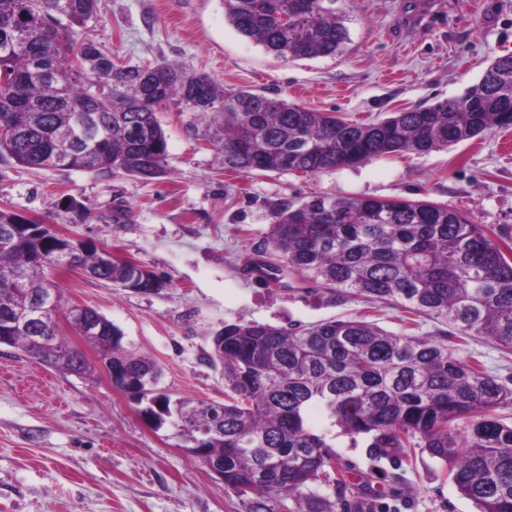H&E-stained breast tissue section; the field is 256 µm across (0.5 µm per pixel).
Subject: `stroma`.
Returning a JSON list of instances; mask_svg holds the SVG:
<instances>
[{"label":"stroma","mask_w":512,"mask_h":512,"mask_svg":"<svg viewBox=\"0 0 512 512\" xmlns=\"http://www.w3.org/2000/svg\"><path fill=\"white\" fill-rule=\"evenodd\" d=\"M350 39L342 54L283 60L241 35L224 0H98L92 34L133 63L179 62L227 89L279 95L316 112L372 121L462 96L490 61L512 54V0H342ZM168 176L0 164V208L44 216L53 230L161 276L152 293L124 291L83 271L59 274L67 304L89 306L124 333L127 350L161 370L171 399L220 402L224 376L207 356L224 325L241 320L306 327L358 319L401 332L400 309L366 308L300 277L252 282L243 266L262 247L274 209L315 195L429 199L512 236V129L443 150L382 157L315 175L225 171L186 119L159 114ZM87 207L80 222L69 199ZM130 220H110L114 207ZM352 483L375 493V512H477L428 453L406 464L337 435ZM0 512H242L236 495L155 429L97 367L79 376L0 345Z\"/></svg>","instance_id":"1"}]
</instances>
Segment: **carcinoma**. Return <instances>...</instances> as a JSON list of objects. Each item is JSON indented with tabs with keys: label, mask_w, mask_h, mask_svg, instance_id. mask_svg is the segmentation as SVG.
<instances>
[{
	"label": "carcinoma",
	"mask_w": 512,
	"mask_h": 512,
	"mask_svg": "<svg viewBox=\"0 0 512 512\" xmlns=\"http://www.w3.org/2000/svg\"><path fill=\"white\" fill-rule=\"evenodd\" d=\"M97 0H0V161L27 169L123 174L167 173L168 143L158 117L169 106L191 114L190 132L217 147L224 170L316 174L382 155L428 153L512 127V58L484 71L464 96L393 112L373 122L315 112L285 98L230 89L184 65L115 62L89 34ZM229 22L283 60L336 56L349 40L336 0H224ZM81 105L95 132L70 145L57 140ZM0 208V236L12 227L0 263V330L5 314L41 290L56 294L64 315L103 365L124 367L125 392L140 416L165 426L179 447L207 465L224 464V486L243 512H371L346 498L347 468L326 436L306 420L311 404L351 439L380 457L411 460L416 448L438 459L479 512H512V380L470 352L484 340L512 355V239L445 204L316 196L274 211L264 247L246 267L279 284L285 275L366 305L404 312V334L361 320H328L302 329L253 322L224 326L209 361L224 375V402L171 398L155 391L160 368L128 352L123 332L89 307L62 306V286L41 258L68 241L41 220ZM69 264L116 288L163 287L106 249L73 251ZM450 327L441 336L410 334L419 321ZM53 331L36 353L32 332L14 327L10 346L77 375L93 371L83 354ZM333 489L323 495L319 488Z\"/></svg>",
	"instance_id": "1"
}]
</instances>
